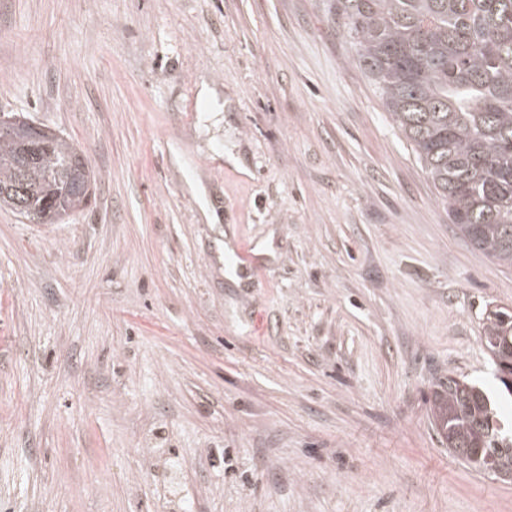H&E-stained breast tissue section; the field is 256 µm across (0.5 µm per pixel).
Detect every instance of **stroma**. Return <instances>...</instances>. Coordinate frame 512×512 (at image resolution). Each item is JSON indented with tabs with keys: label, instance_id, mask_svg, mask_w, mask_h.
<instances>
[{
	"label": "stroma",
	"instance_id": "stroma-1",
	"mask_svg": "<svg viewBox=\"0 0 512 512\" xmlns=\"http://www.w3.org/2000/svg\"><path fill=\"white\" fill-rule=\"evenodd\" d=\"M352 54L323 0H0V115L96 179L0 207V512H512L429 410L497 391L512 269ZM482 329L484 336L481 337L486 349L499 360L501 365L512 369L511 308L496 306L494 309H487ZM489 355L498 373V364L490 353Z\"/></svg>",
	"mask_w": 512,
	"mask_h": 512
}]
</instances>
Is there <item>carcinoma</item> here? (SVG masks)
Instances as JSON below:
<instances>
[{"instance_id":"1","label":"carcinoma","mask_w":512,"mask_h":512,"mask_svg":"<svg viewBox=\"0 0 512 512\" xmlns=\"http://www.w3.org/2000/svg\"><path fill=\"white\" fill-rule=\"evenodd\" d=\"M342 21L353 60L413 146L439 202L475 249L512 268V0H324ZM0 133V186L53 224L88 203L94 177L76 148L54 136L33 159ZM482 341L512 368V310L485 312ZM434 424L448 451L483 472L487 452L512 475V439L495 401L465 377L435 383Z\"/></svg>"}]
</instances>
